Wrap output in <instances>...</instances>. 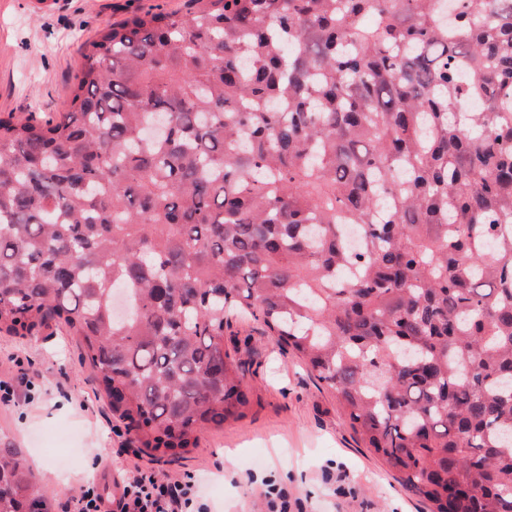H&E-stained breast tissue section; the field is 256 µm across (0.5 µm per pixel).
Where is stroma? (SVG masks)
<instances>
[{
  "label": "stroma",
  "mask_w": 512,
  "mask_h": 512,
  "mask_svg": "<svg viewBox=\"0 0 512 512\" xmlns=\"http://www.w3.org/2000/svg\"><path fill=\"white\" fill-rule=\"evenodd\" d=\"M189 0H0V113L44 120L70 107L82 46L105 27L157 8L184 11ZM224 347L240 366L250 404L243 417L202 430L196 448L168 462L141 453L162 472L194 475L208 512H266L265 483L286 488L304 512H431L345 421L335 393L269 336L261 321L232 318ZM76 337L59 326L34 336L0 333V377L20 382L0 404V443L21 448L53 502L72 501L93 482L115 494L128 465L119 450L135 440L114 413Z\"/></svg>",
  "instance_id": "obj_1"
}]
</instances>
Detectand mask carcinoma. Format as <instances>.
<instances>
[{
	"instance_id": "carcinoma-1",
	"label": "carcinoma",
	"mask_w": 512,
	"mask_h": 512,
	"mask_svg": "<svg viewBox=\"0 0 512 512\" xmlns=\"http://www.w3.org/2000/svg\"><path fill=\"white\" fill-rule=\"evenodd\" d=\"M190 2L0 116V333L79 337L175 461L248 406L251 315L433 512H512V0ZM50 507L0 444V512Z\"/></svg>"
}]
</instances>
